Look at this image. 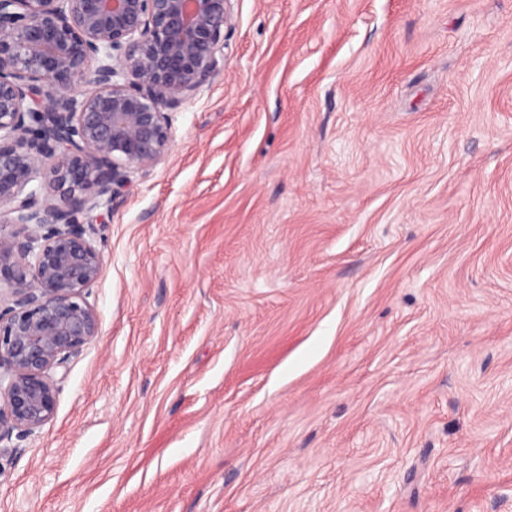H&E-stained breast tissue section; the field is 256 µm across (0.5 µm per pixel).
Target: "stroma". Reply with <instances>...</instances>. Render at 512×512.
Listing matches in <instances>:
<instances>
[{
	"label": "stroma",
	"mask_w": 512,
	"mask_h": 512,
	"mask_svg": "<svg viewBox=\"0 0 512 512\" xmlns=\"http://www.w3.org/2000/svg\"><path fill=\"white\" fill-rule=\"evenodd\" d=\"M230 5L0 512H512V0Z\"/></svg>",
	"instance_id": "stroma-1"
}]
</instances>
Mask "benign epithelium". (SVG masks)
<instances>
[{"label":"benign epithelium","instance_id":"obj_1","mask_svg":"<svg viewBox=\"0 0 512 512\" xmlns=\"http://www.w3.org/2000/svg\"><path fill=\"white\" fill-rule=\"evenodd\" d=\"M228 2L0 0V444L52 420V372L98 335L93 213L223 73Z\"/></svg>","mask_w":512,"mask_h":512}]
</instances>
